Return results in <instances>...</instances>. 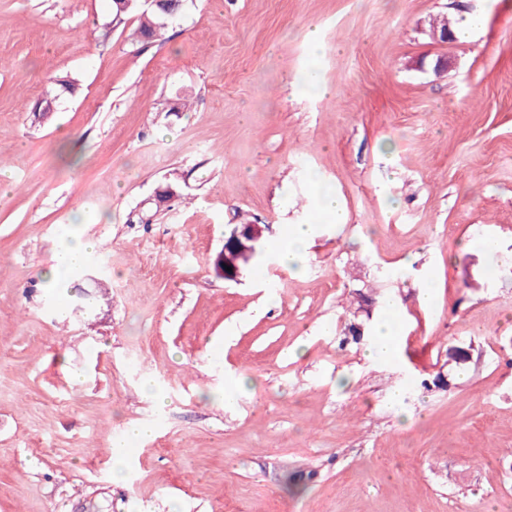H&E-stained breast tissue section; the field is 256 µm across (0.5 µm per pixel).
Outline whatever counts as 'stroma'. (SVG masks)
Wrapping results in <instances>:
<instances>
[{"mask_svg": "<svg viewBox=\"0 0 512 512\" xmlns=\"http://www.w3.org/2000/svg\"><path fill=\"white\" fill-rule=\"evenodd\" d=\"M442 16L480 24L441 44ZM136 25L0 0V512H512V0H184L161 38ZM246 223L263 252L230 283L212 261ZM293 224L318 227L301 276L273 253ZM67 232L98 249L56 293ZM389 295L375 363L344 336ZM133 420L153 434L116 482ZM385 305L386 314L376 325L370 343L366 347L365 355L370 360H391L394 359L397 343L400 338V328L396 315L403 308V300L400 298H389ZM150 433L151 428L148 424L140 421H131L127 426L125 434L112 440L113 477L115 479L120 480L123 478L124 464L127 459L124 448L148 437Z\"/></svg>", "mask_w": 512, "mask_h": 512, "instance_id": "1", "label": "stroma"}]
</instances>
